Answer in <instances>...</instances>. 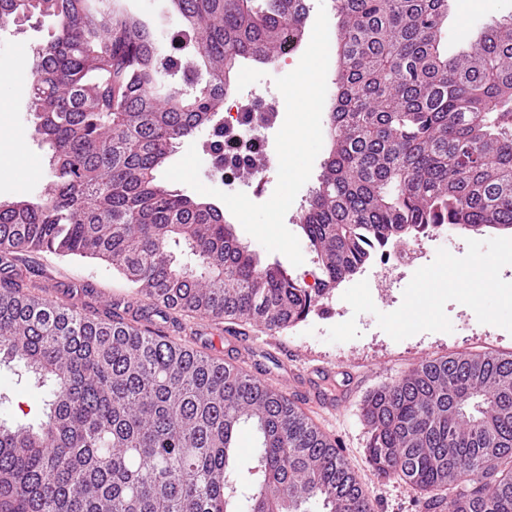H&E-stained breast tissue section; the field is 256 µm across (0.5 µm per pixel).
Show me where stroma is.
Segmentation results:
<instances>
[{
  "instance_id": "35a3bbf8",
  "label": "stroma",
  "mask_w": 512,
  "mask_h": 512,
  "mask_svg": "<svg viewBox=\"0 0 512 512\" xmlns=\"http://www.w3.org/2000/svg\"><path fill=\"white\" fill-rule=\"evenodd\" d=\"M452 0L445 46L458 53L464 37H477L487 24L512 16V0H478L468 8ZM54 31L52 18L35 16L0 30V201L35 196L49 177L50 151L32 132L29 80L25 68L31 48ZM299 56L288 62H243L234 75L247 86L274 89L276 77L296 68ZM25 153L27 166L15 165ZM472 270L489 276L494 287L463 298L457 277L444 256L447 238L426 240L431 265L408 278L392 297L381 300L365 286L364 274L343 282L332 298L296 326L271 331L259 324L239 323L213 330L197 318L151 309L148 327L216 357L251 370L262 371L266 381L281 380L275 345L287 347L290 368L298 374L327 368L334 373L335 406L311 405L314 420L336 440L344 458L369 490L375 512H426L414 491L378 474L367 455L368 434L361 408L374 390L395 384L420 361L460 351L512 354V234H462L458 240ZM27 287L43 297L69 300L80 297L96 311L116 309L130 296L132 286L106 262L62 257L47 251L13 254ZM238 336L247 347L228 352L227 339ZM43 394L33 380L18 378L13 364H0V419L7 423H37Z\"/></svg>"
}]
</instances>
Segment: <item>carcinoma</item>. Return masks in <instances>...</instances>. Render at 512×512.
Returning <instances> with one entry per match:
<instances>
[{"mask_svg": "<svg viewBox=\"0 0 512 512\" xmlns=\"http://www.w3.org/2000/svg\"><path fill=\"white\" fill-rule=\"evenodd\" d=\"M166 2L160 48L122 0H0V30L54 20L26 64L50 178L0 202V351L45 389L46 419L0 422V498L11 512H373L336 441L285 390L116 311L48 302L10 256L102 259L140 299L276 330L401 241L443 224L512 232V19L450 56V0H333L329 149L299 217L321 274L308 288L217 206L158 178L224 109L240 60L270 63L303 40L302 0ZM362 417L380 475L441 512H512V355L424 359Z\"/></svg>", "mask_w": 512, "mask_h": 512, "instance_id": "cac0c4a2", "label": "carcinoma"}]
</instances>
